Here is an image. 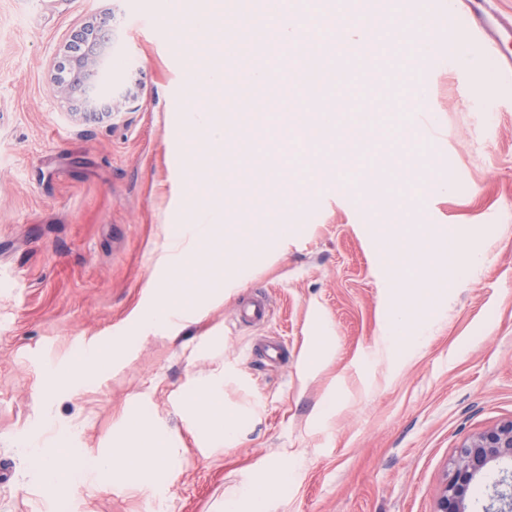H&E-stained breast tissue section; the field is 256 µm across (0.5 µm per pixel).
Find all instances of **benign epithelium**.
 Masks as SVG:
<instances>
[{
    "instance_id": "7a95c632",
    "label": "benign epithelium",
    "mask_w": 512,
    "mask_h": 512,
    "mask_svg": "<svg viewBox=\"0 0 512 512\" xmlns=\"http://www.w3.org/2000/svg\"><path fill=\"white\" fill-rule=\"evenodd\" d=\"M106 20L84 25L71 34L60 70L65 77L52 86L61 100L102 94L112 102L110 112H72L71 119L110 121L130 101L129 93L117 92L112 82L99 80L102 56L109 42ZM485 483L482 512H512V419L502 421L468 437L458 449L445 475L434 512H470L474 487Z\"/></svg>"
}]
</instances>
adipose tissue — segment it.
Returning <instances> with one entry per match:
<instances>
[{
  "label": "adipose tissue",
  "mask_w": 512,
  "mask_h": 512,
  "mask_svg": "<svg viewBox=\"0 0 512 512\" xmlns=\"http://www.w3.org/2000/svg\"><path fill=\"white\" fill-rule=\"evenodd\" d=\"M156 13L163 19H183V32L196 36L203 35L218 15L223 16L224 29L230 35L238 31L242 21V14L232 0H196L190 9L186 8L185 0H156ZM183 404L191 416L193 430L205 440L229 443L242 426L237 415L225 412L221 384L188 391ZM128 420L137 430V438L119 436L110 448L89 461L62 442L49 446L30 442L28 453L35 476L51 489L76 481L109 479L134 490L160 492L181 469L182 459L172 448L167 430L148 411L134 409Z\"/></svg>",
  "instance_id": "adipose-tissue-1"
}]
</instances>
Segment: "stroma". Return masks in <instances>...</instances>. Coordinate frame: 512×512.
Returning a JSON list of instances; mask_svg holds the SVG:
<instances>
[{
  "instance_id": "35a3bbf8",
  "label": "stroma",
  "mask_w": 512,
  "mask_h": 512,
  "mask_svg": "<svg viewBox=\"0 0 512 512\" xmlns=\"http://www.w3.org/2000/svg\"><path fill=\"white\" fill-rule=\"evenodd\" d=\"M155 0H0V512H222L271 464L291 468L261 512H434L446 471L464 440L512 418V92L493 91V65L449 62L414 69L435 118L430 174L455 190L422 195L405 221L457 230L460 254L483 256L438 304L412 309L416 352L380 360L388 277L381 216L328 188L296 206L287 242L234 275L223 302L175 336L145 332L120 363L91 384L46 402V376L82 350L132 328L168 270L159 257L178 226L193 223L192 199L205 166L201 133L187 130L182 101L193 64L225 47L223 22L193 48L177 50L178 21H161ZM149 15L134 25L135 12ZM110 17L109 77L132 96L108 123L80 124L72 112H100L98 100L56 98L55 64L71 33ZM382 62L354 64L323 99L342 97V122L362 101L376 114L367 147H296L304 175L319 154L344 180L425 147L407 124L400 73L412 51L378 39ZM272 315L244 317L250 298ZM332 336L334 355L306 373L311 338ZM212 352H199L208 337ZM282 336L288 355L270 364L258 347ZM224 379V408L244 415L234 440L203 449L183 416L190 387ZM142 399L183 450L181 471L163 492L106 483L49 491L24 451L46 423L92 457L127 427Z\"/></svg>"
}]
</instances>
